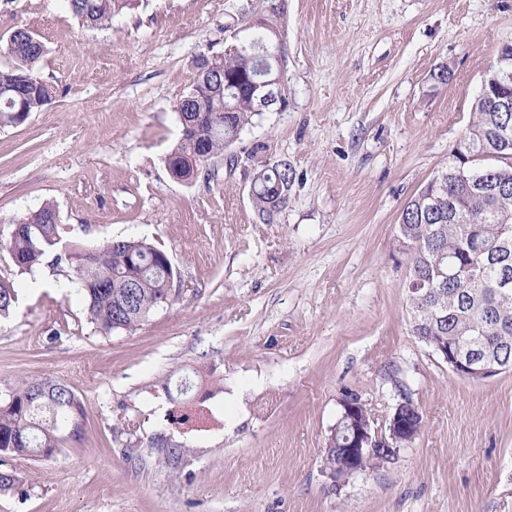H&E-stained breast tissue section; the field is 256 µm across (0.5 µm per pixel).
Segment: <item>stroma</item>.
Here are the masks:
<instances>
[{
    "label": "stroma",
    "instance_id": "stroma-1",
    "mask_svg": "<svg viewBox=\"0 0 512 512\" xmlns=\"http://www.w3.org/2000/svg\"><path fill=\"white\" fill-rule=\"evenodd\" d=\"M257 3L139 0L86 30L66 0H0V65L28 28L56 90L0 128V283L17 293L0 380L50 376L86 407L80 439L6 460L27 480L0 512H512V370L455 376L412 335L398 230L512 45V0H288L287 109L179 183L166 158L192 59L223 53ZM278 160L296 179L269 222L250 188ZM48 201L65 241L165 250L174 301L103 335L67 267L19 272L1 247L10 221ZM173 374L198 381L192 402L168 400ZM348 392L380 423L410 399L425 424L337 482L324 452Z\"/></svg>",
    "mask_w": 512,
    "mask_h": 512
}]
</instances>
